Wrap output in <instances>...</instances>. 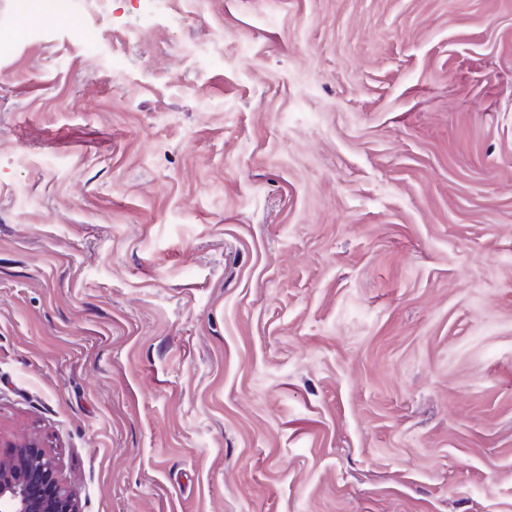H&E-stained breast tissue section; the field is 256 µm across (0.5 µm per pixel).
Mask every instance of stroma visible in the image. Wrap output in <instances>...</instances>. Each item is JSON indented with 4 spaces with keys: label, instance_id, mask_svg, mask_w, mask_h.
Returning <instances> with one entry per match:
<instances>
[{
    "label": "stroma",
    "instance_id": "obj_1",
    "mask_svg": "<svg viewBox=\"0 0 512 512\" xmlns=\"http://www.w3.org/2000/svg\"><path fill=\"white\" fill-rule=\"evenodd\" d=\"M47 2L0 434L81 512H512V0Z\"/></svg>",
    "mask_w": 512,
    "mask_h": 512
}]
</instances>
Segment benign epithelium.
Segmentation results:
<instances>
[{"label":"benign epithelium","mask_w":512,"mask_h":512,"mask_svg":"<svg viewBox=\"0 0 512 512\" xmlns=\"http://www.w3.org/2000/svg\"><path fill=\"white\" fill-rule=\"evenodd\" d=\"M0 512H81L57 458L38 439L0 435Z\"/></svg>","instance_id":"7a95c632"}]
</instances>
